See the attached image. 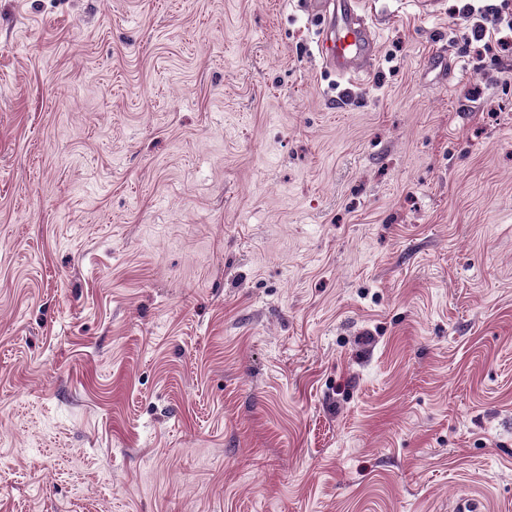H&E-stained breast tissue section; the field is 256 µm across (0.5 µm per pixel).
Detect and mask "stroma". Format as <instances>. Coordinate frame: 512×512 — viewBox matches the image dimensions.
Returning a JSON list of instances; mask_svg holds the SVG:
<instances>
[{
  "label": "stroma",
  "mask_w": 512,
  "mask_h": 512,
  "mask_svg": "<svg viewBox=\"0 0 512 512\" xmlns=\"http://www.w3.org/2000/svg\"><path fill=\"white\" fill-rule=\"evenodd\" d=\"M377 4L0 0V512H512V48ZM322 23L319 52L325 68L342 79L369 77L374 71L376 31L359 0H308ZM332 5V9H331Z\"/></svg>",
  "instance_id": "stroma-1"
}]
</instances>
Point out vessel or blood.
Instances as JSON below:
<instances>
[{
    "label": "vessel or blood",
    "instance_id": "vessel-or-blood-1",
    "mask_svg": "<svg viewBox=\"0 0 512 512\" xmlns=\"http://www.w3.org/2000/svg\"><path fill=\"white\" fill-rule=\"evenodd\" d=\"M307 6L322 23L318 47L325 68L343 79L371 76L376 31L360 0H307Z\"/></svg>",
    "mask_w": 512,
    "mask_h": 512
}]
</instances>
